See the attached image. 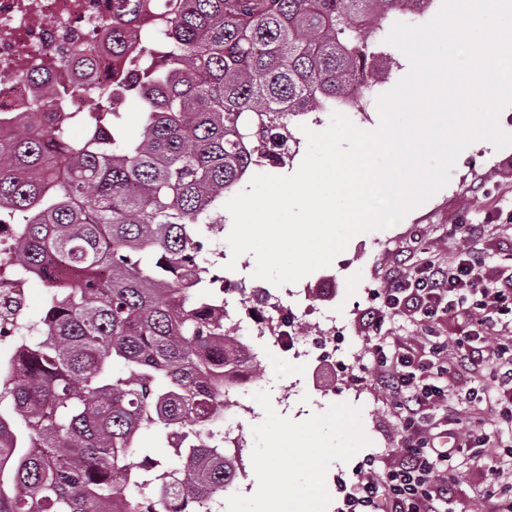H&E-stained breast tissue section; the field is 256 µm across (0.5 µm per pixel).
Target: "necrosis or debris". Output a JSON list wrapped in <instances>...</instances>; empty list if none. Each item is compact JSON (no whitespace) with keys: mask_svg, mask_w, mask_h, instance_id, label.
Listing matches in <instances>:
<instances>
[{"mask_svg":"<svg viewBox=\"0 0 512 512\" xmlns=\"http://www.w3.org/2000/svg\"><path fill=\"white\" fill-rule=\"evenodd\" d=\"M111 14L112 0H0V150L10 147L19 118L44 131L67 125L65 108L42 103L45 90L77 89L88 99L111 78L112 29L100 23ZM15 239L14 225H0L1 347L16 343L29 321L25 286L34 275L13 260ZM225 310L239 335L272 336L282 351L299 343L283 303L256 316L239 312L232 297Z\"/></svg>","mask_w":512,"mask_h":512,"instance_id":"necrosis-or-debris-1","label":"necrosis or debris"}]
</instances>
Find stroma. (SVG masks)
Masks as SVG:
<instances>
[{
	"label": "stroma",
	"instance_id": "obj_1",
	"mask_svg": "<svg viewBox=\"0 0 512 512\" xmlns=\"http://www.w3.org/2000/svg\"><path fill=\"white\" fill-rule=\"evenodd\" d=\"M461 223L488 225L484 248L494 257L493 275L512 269L500 254L502 243L512 239V147L472 143L460 154L448 185L400 223L355 235L330 266L271 287L272 296L296 314L305 336L294 352L280 351L267 337L254 343L264 371L253 382V395L238 398L246 475L226 499L224 512H263L267 499L279 493L264 480L268 466L305 492L317 512H346L363 462H398L400 431L387 395L364 368L367 314L380 305L377 293L386 268L400 255L416 253L418 244H425L428 257L454 265L460 245L448 227ZM309 305L314 314H305ZM320 312L335 315L334 330H321ZM284 419L300 429L316 428L325 449L320 482L312 481L294 455L273 448L274 427Z\"/></svg>",
	"mask_w": 512,
	"mask_h": 512
}]
</instances>
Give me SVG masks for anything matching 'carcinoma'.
<instances>
[{
    "mask_svg": "<svg viewBox=\"0 0 512 512\" xmlns=\"http://www.w3.org/2000/svg\"><path fill=\"white\" fill-rule=\"evenodd\" d=\"M411 1L434 2L156 0L144 49L70 114L82 140L27 130L0 152V219L18 225L19 265L47 277L39 338L0 361V512H224L232 474L203 438L235 406L242 341L205 253L215 214L252 170L294 159L299 118L358 77L373 90L374 38ZM144 12L112 0L113 52ZM121 96L141 109L137 138Z\"/></svg>",
    "mask_w": 512,
    "mask_h": 512,
    "instance_id": "carcinoma-1",
    "label": "carcinoma"
}]
</instances>
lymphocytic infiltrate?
Returning a JSON list of instances; mask_svg holds the SVG:
<instances>
[{
  "label": "lymphocytic infiltrate",
  "instance_id": "obj_1",
  "mask_svg": "<svg viewBox=\"0 0 512 512\" xmlns=\"http://www.w3.org/2000/svg\"><path fill=\"white\" fill-rule=\"evenodd\" d=\"M487 233L484 224L450 225L449 236L464 242L454 266L419 267L405 260L386 272L378 293L381 306L369 314L375 334L367 346L378 367L377 383L391 398L403 445L397 467L360 469L348 512H453L451 477L465 455L481 464L479 500L489 512H512V488L503 484L498 444L501 429L512 430V352L500 344L512 335V277L487 276L490 257L481 246ZM403 308L426 320L441 313L466 317L475 335L457 357L447 358L436 346L427 358H416L380 334L385 321ZM491 365L499 370L496 382L505 399L491 401L487 385H478L469 396V416H457L444 380L456 367L480 372Z\"/></svg>",
  "mask_w": 512,
  "mask_h": 512
}]
</instances>
